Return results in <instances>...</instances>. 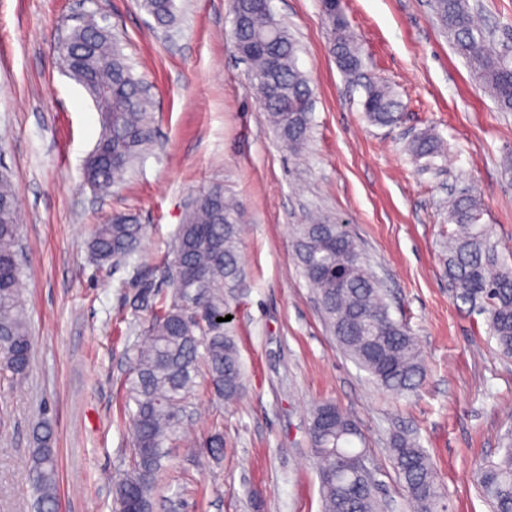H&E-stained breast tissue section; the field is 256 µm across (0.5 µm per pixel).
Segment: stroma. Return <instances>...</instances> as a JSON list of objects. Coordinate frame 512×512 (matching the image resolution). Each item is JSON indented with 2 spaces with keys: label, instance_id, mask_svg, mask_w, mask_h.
<instances>
[{
  "label": "stroma",
  "instance_id": "1",
  "mask_svg": "<svg viewBox=\"0 0 512 512\" xmlns=\"http://www.w3.org/2000/svg\"><path fill=\"white\" fill-rule=\"evenodd\" d=\"M368 75L403 106L392 126L370 123L364 90L329 52L320 0H271L301 46L313 90L311 137L285 148L231 43V0H175L158 27L140 0H0V170L18 197L22 288L32 365L0 368V512H33L32 432L52 426L58 512H112V482L133 454L123 383L150 318L143 283L167 294L166 267L184 215L222 187L243 213L244 276L231 326L244 367L234 404L198 391L181 428L224 435V458L168 449L154 512H321L310 413L321 402L356 421L388 512H411L390 461L394 434L417 433L443 487L447 512H491L477 471L512 431V359L486 317L456 300L446 274L448 198L472 192L502 257L512 256V112L458 57L429 0H342ZM94 19L120 41L150 89L154 144L109 191L85 181L99 115L54 53L62 34ZM429 133L443 152L432 170L414 157ZM126 215L143 227L128 259L98 265L88 239ZM314 215L344 224L389 295L393 318L416 336L423 386L398 397L379 388L331 336L296 255L295 228Z\"/></svg>",
  "mask_w": 512,
  "mask_h": 512
}]
</instances>
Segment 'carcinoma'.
<instances>
[{
    "label": "carcinoma",
    "instance_id": "cac0c4a2",
    "mask_svg": "<svg viewBox=\"0 0 512 512\" xmlns=\"http://www.w3.org/2000/svg\"><path fill=\"white\" fill-rule=\"evenodd\" d=\"M161 27L173 18V0H141ZM434 12L448 31L455 51L473 76L493 95L502 112H512V55L474 19L469 0H434ZM330 25V50L346 75L363 67L357 38L336 4L323 9ZM234 48L252 65L253 84L280 140L294 153L310 138L312 89L297 67L298 45L271 9L258 0H232ZM57 58L90 96L100 115L101 133L90 155L88 183L107 191L120 181L140 151L152 142L149 98L132 73L117 39L88 19L73 29ZM363 111L370 122H399L402 104L382 81L363 85ZM416 158L440 155L439 140L423 134L413 141ZM479 199L464 194L450 200L448 279L455 297L488 316L499 351L512 358V267L500 258L487 225L479 223ZM242 214L216 187L200 193L181 225L171 266L174 288L160 299L148 288L141 295L152 313L144 346L133 358L126 379L134 457L112 484V512H151L153 487L163 466L164 447L185 440L179 435L181 414L196 391L199 369L207 388L225 401L240 399L244 368L230 322L216 321L228 313L230 286L241 276L238 249ZM20 224L17 192L9 175L0 174V364L18 378L27 374L33 339L21 288ZM142 226L125 218L96 227L89 247L103 263L133 254ZM296 251L303 272L315 288L322 316L343 351L381 388L404 396L416 391L426 373L421 351L409 329L394 319L387 295L355 240L339 224L315 220L296 229ZM312 452L319 465L322 512H380L370 467H360L364 449L354 420L339 406L314 407L309 427ZM35 448L29 481L35 512L57 510V467L52 429L44 422L33 431ZM216 461L224 455V436L204 443ZM389 458L413 512H445L444 494L430 456L417 437L397 435ZM483 497L494 512H512V436L499 458L477 472Z\"/></svg>",
    "mask_w": 512,
    "mask_h": 512
}]
</instances>
